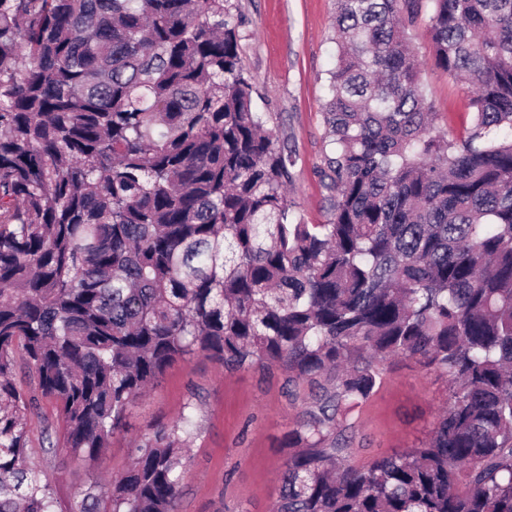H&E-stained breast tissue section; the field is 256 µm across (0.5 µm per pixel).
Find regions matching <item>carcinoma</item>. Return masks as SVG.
Instances as JSON below:
<instances>
[{"label":"carcinoma","mask_w":512,"mask_h":512,"mask_svg":"<svg viewBox=\"0 0 512 512\" xmlns=\"http://www.w3.org/2000/svg\"><path fill=\"white\" fill-rule=\"evenodd\" d=\"M468 80L438 125L408 31ZM224 0H0V512H56L29 428L95 462L177 359L319 389L275 512H512V0H336L324 224L254 107ZM448 380L415 448L358 467L382 363ZM25 370L29 385H17ZM195 407L68 512H176Z\"/></svg>","instance_id":"carcinoma-1"}]
</instances>
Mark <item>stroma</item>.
Segmentation results:
<instances>
[{
  "instance_id": "stroma-1",
  "label": "stroma",
  "mask_w": 512,
  "mask_h": 512,
  "mask_svg": "<svg viewBox=\"0 0 512 512\" xmlns=\"http://www.w3.org/2000/svg\"><path fill=\"white\" fill-rule=\"evenodd\" d=\"M228 5L242 17L241 54L256 87L255 104L266 113L280 143L297 157L288 197L303 222L325 223L329 202L320 170L330 152L323 105L334 54L335 2L229 0ZM427 23V16H420L409 31L423 62L421 83L441 114V127L458 132L470 119L466 93L435 68ZM316 394V388L302 381L288 385L278 372H229L210 357L197 355L168 366L159 382L133 404L126 432L112 439L98 461L82 463L49 450L44 429L56 421L49 403L30 421L29 455L51 483L60 512H68L78 492L129 468L135 439L171 424L191 402L198 434L178 512H272L281 492L286 435ZM447 399L446 377L408 358L388 360L378 387L349 415L352 462L364 465L418 446Z\"/></svg>"
}]
</instances>
